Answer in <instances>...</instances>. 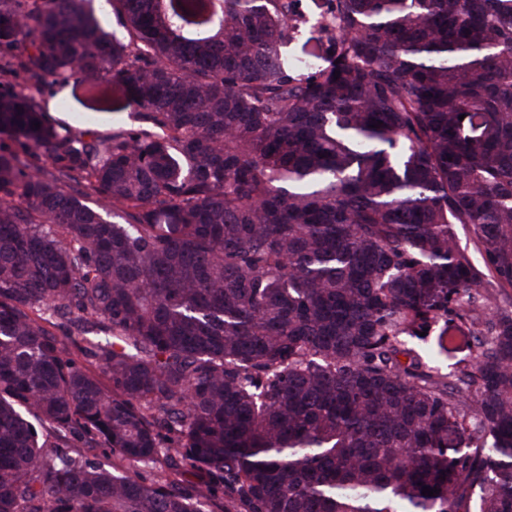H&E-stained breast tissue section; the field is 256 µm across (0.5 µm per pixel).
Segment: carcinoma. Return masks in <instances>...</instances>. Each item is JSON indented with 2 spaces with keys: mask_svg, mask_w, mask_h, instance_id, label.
Instances as JSON below:
<instances>
[{
  "mask_svg": "<svg viewBox=\"0 0 512 512\" xmlns=\"http://www.w3.org/2000/svg\"><path fill=\"white\" fill-rule=\"evenodd\" d=\"M93 2L0 0V512H512V0ZM320 34L318 27L312 24L305 26L301 33L288 45V52L290 54L304 56L305 53L316 52L325 54L326 44L320 45L319 42ZM75 94L83 98L82 87L73 83L46 90L40 98L48 119L55 124L90 130L101 137L112 136L113 130L145 126L139 112L127 102L121 112H89L75 100Z\"/></svg>",
  "mask_w": 512,
  "mask_h": 512,
  "instance_id": "obj_1",
  "label": "carcinoma"
}]
</instances>
